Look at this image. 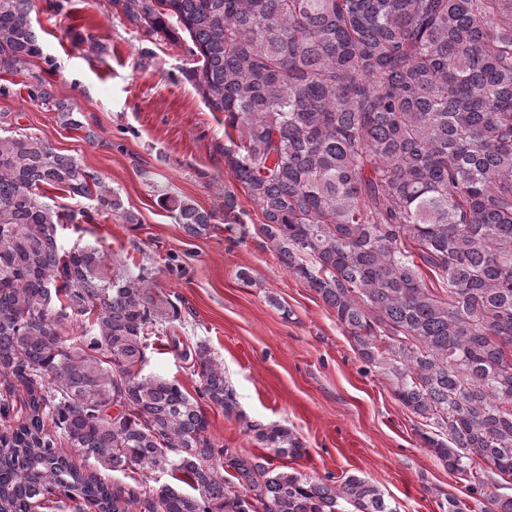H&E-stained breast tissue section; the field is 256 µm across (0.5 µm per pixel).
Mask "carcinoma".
Masks as SVG:
<instances>
[{
    "label": "carcinoma",
    "instance_id": "cac0c4a2",
    "mask_svg": "<svg viewBox=\"0 0 512 512\" xmlns=\"http://www.w3.org/2000/svg\"><path fill=\"white\" fill-rule=\"evenodd\" d=\"M110 2L149 36L191 42L187 76L224 113V167L261 213L255 231L386 376L424 444L467 475V499L448 512H512L470 465L512 479V0ZM33 9L0 0L9 73L42 52ZM29 95L81 126L47 89ZM49 187L121 209L74 157L0 135V376L26 388L29 408L0 431V512L52 496L98 512H397L357 475L311 482L267 455L216 451L182 386L143 374L172 303L144 271L65 248L76 213L49 205ZM221 198L224 220L242 223L235 193ZM166 206L193 235L216 220L178 198ZM86 314L94 322L66 343L64 321ZM171 341L207 402L241 415L209 346ZM46 418L83 458L154 485L77 470ZM248 428L276 459L304 452L284 427Z\"/></svg>",
    "mask_w": 512,
    "mask_h": 512
}]
</instances>
